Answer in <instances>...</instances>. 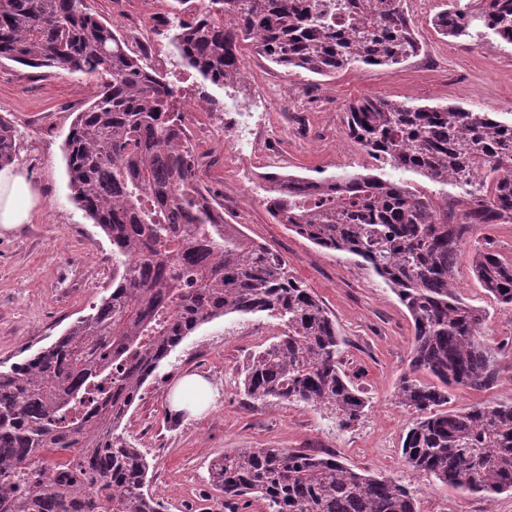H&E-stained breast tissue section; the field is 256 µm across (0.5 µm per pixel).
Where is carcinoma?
I'll return each mask as SVG.
<instances>
[{
  "mask_svg": "<svg viewBox=\"0 0 512 512\" xmlns=\"http://www.w3.org/2000/svg\"><path fill=\"white\" fill-rule=\"evenodd\" d=\"M469 35L487 22L512 44V0L451 7ZM172 42L206 80L236 88L237 45L287 69L327 75L354 62L394 65L418 50L400 0H204ZM0 58L61 65L98 80L78 113L65 157L74 201L112 243V288L25 363L0 370V512H158L145 490L148 463L122 424L141 389L181 342L221 316L267 314L282 331L243 372L255 402L334 410L350 428L368 397L340 367L336 321L287 263L224 223V207L199 184L185 115L171 85L129 54L83 0H0ZM349 138L394 168L467 188L471 208L440 224L433 200L377 175L316 181L268 176V210L312 244L372 271L396 294L413 325L410 372L396 398L418 415L401 456L419 476L489 502L512 493V403L448 408V388L491 389L496 349L486 314L456 284L459 252L480 224L512 223V123L457 106L411 107L364 97L346 112ZM17 136L0 117V165ZM474 274L498 303L512 304V261L481 251ZM436 379L423 382L417 373ZM73 454L57 473L47 455ZM224 509L250 496L264 512H418L414 491L321 456L287 448H233L213 463Z\"/></svg>",
  "mask_w": 512,
  "mask_h": 512,
  "instance_id": "carcinoma-1",
  "label": "carcinoma"
}]
</instances>
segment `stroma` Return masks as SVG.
I'll list each match as a JSON object with an SVG mask.
<instances>
[{
  "label": "stroma",
  "mask_w": 512,
  "mask_h": 512,
  "mask_svg": "<svg viewBox=\"0 0 512 512\" xmlns=\"http://www.w3.org/2000/svg\"><path fill=\"white\" fill-rule=\"evenodd\" d=\"M85 3L145 64L178 86L204 187L223 204L227 223L280 253L335 317L342 368L370 399L365 416L346 430L337 428L328 408L250 401L241 372L277 335V320L231 315L201 325L145 384L125 421L129 438L147 459L149 490L162 512H224L211 464L232 448L336 453L348 465L415 488L419 512H512L510 493L490 506L408 467L400 445L414 416L395 397L409 370L413 342L405 307L379 278L276 223L266 207L268 174L320 179L348 171L401 182L432 197L436 206L464 210L462 189L370 156L347 137L344 115L357 100L381 95L414 106L455 105L510 123L512 45L487 29L461 38L439 34L432 20L446 0L408 8L420 50L391 67L353 64L329 76L291 72L239 43L240 67L249 82L238 100L261 122L252 149L241 151L224 133L231 113L200 109V93L221 102L229 91L182 64L171 43L173 0ZM96 90L95 78L62 67L0 59V116L16 127L14 163L41 197L31 223L0 232V369L50 345L112 286V245L73 201L64 159L70 125ZM486 249L512 260V224L479 228L457 265L461 296L488 315L485 339L498 350L500 378L487 391L454 389L451 405L457 409L485 400L512 402V305L489 297L472 271L477 252ZM189 374L207 379L212 400L202 412L178 414L170 395Z\"/></svg>",
  "instance_id": "obj_1"
}]
</instances>
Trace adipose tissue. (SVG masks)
Segmentation results:
<instances>
[{
	"instance_id": "1",
	"label": "adipose tissue",
	"mask_w": 512,
	"mask_h": 512,
	"mask_svg": "<svg viewBox=\"0 0 512 512\" xmlns=\"http://www.w3.org/2000/svg\"><path fill=\"white\" fill-rule=\"evenodd\" d=\"M40 202L24 170L13 164L0 167V230L30 223Z\"/></svg>"
}]
</instances>
